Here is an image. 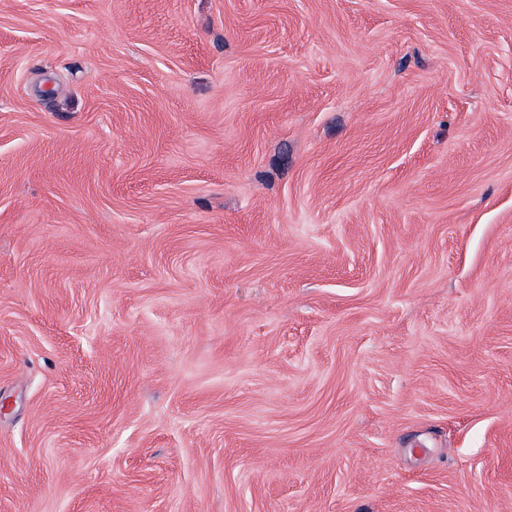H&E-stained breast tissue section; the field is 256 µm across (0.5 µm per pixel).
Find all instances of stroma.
<instances>
[{
	"mask_svg": "<svg viewBox=\"0 0 512 512\" xmlns=\"http://www.w3.org/2000/svg\"><path fill=\"white\" fill-rule=\"evenodd\" d=\"M0 512H512V0H0Z\"/></svg>",
	"mask_w": 512,
	"mask_h": 512,
	"instance_id": "35a3bbf8",
	"label": "stroma"
}]
</instances>
